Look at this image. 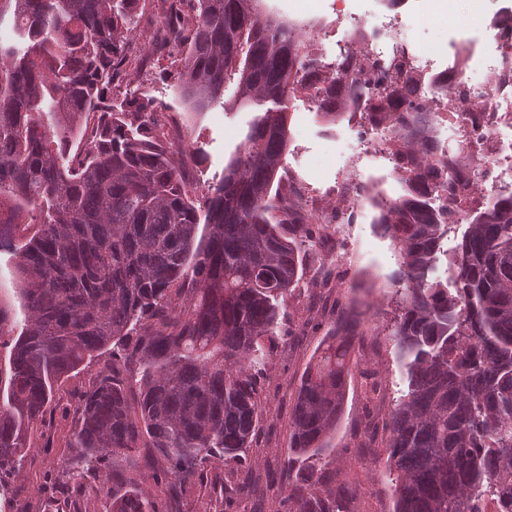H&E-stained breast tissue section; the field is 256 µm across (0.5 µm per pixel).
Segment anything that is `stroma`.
<instances>
[{
  "label": "stroma",
  "mask_w": 512,
  "mask_h": 512,
  "mask_svg": "<svg viewBox=\"0 0 512 512\" xmlns=\"http://www.w3.org/2000/svg\"><path fill=\"white\" fill-rule=\"evenodd\" d=\"M333 3L334 0H262L261 9L276 10L286 23L303 15L311 50L319 55L343 37L348 28L347 22L337 19ZM141 6L140 22L129 42V63L116 76L114 93L120 98L156 100L162 123L182 118L183 143L198 157L189 166L188 180L194 201L200 206L210 186L223 178L227 164L249 132L255 112L220 103L201 113L186 111L175 89L181 52L151 41L168 4L166 0H141ZM492 8L493 0H419L402 17L403 35L426 56L441 62L448 55L449 32L479 30ZM288 116V147L279 170L282 194L295 197L300 191L296 188L298 180H305L306 186L301 190L309 199L305 215L319 221L325 214L343 212L354 228V238L339 243L332 252L331 271L340 277L337 287L315 293L302 283L288 299L279 345L263 382L259 436L248 451V470L265 477L287 466L290 407L313 352L332 324L331 312L340 306L357 316L365 339L358 348L344 411L323 461L354 486L355 512H393V489L384 452L387 436L384 431H377V455L363 454L360 445L365 440L369 416L384 418L393 399L405 387L404 370L395 358L389 336L400 274L398 254L392 240L374 224L377 210L371 202L344 198L328 189L337 159L351 154L357 145L361 121L340 117L336 122H325L317 112L310 89L290 98ZM94 373V368L89 367L61 384L57 408L36 428L15 479L25 492L15 503L0 502V512H55L63 503L68 504L70 512H102L112 490L111 480L97 483L76 498L54 484L56 474L72 454L67 443L76 421L68 410L69 401ZM243 473L229 471L223 461L210 460L203 482L186 485L176 494L156 493L158 512H200L201 501L219 499L222 486L235 483Z\"/></svg>",
  "instance_id": "35a3bbf8"
}]
</instances>
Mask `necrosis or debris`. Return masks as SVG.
<instances>
[{"label":"necrosis or debris","instance_id":"1","mask_svg":"<svg viewBox=\"0 0 512 512\" xmlns=\"http://www.w3.org/2000/svg\"><path fill=\"white\" fill-rule=\"evenodd\" d=\"M336 2L366 55L379 66L396 63L404 72L419 77V96L440 101L447 86L457 87L459 97L449 113H436L427 130L437 161L452 163L460 176L453 207L455 221H463L467 214L473 183H485L493 193L512 191V8H501L492 16L484 38L453 40L446 64L439 65L423 59L402 39L401 15L387 0H378L368 16L347 10L348 0ZM483 62L495 74L493 84H470L469 72ZM392 137L385 125H367L358 151L336 171L337 193L353 194L358 184L357 163L367 155L386 159V144Z\"/></svg>","mask_w":512,"mask_h":512}]
</instances>
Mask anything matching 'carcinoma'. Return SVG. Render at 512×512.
Returning a JSON list of instances; mask_svg holds the SVG:
<instances>
[{"label": "carcinoma", "mask_w": 512, "mask_h": 512, "mask_svg": "<svg viewBox=\"0 0 512 512\" xmlns=\"http://www.w3.org/2000/svg\"><path fill=\"white\" fill-rule=\"evenodd\" d=\"M194 21L170 4L165 29L186 47L176 91L194 112L224 98L264 106L200 213L184 171L197 157L157 130L151 98H115V74L140 0H0L26 48L0 42V250L16 259L24 324L0 306L15 337L0 401V497L19 494L30 435L51 414L60 382L108 355L71 405L77 426L66 483L124 463L125 487L104 512H157L139 487L140 449L165 467L142 481L176 489L219 457L242 467L260 423V395L282 309L303 276L302 249L322 242L272 192L288 145V106L324 87L320 114L348 101L347 68L328 73L259 0H192ZM365 82L364 118L393 129L389 150L405 194L379 205L377 224L400 260L389 336L403 363L385 421L394 512H512V192L474 209L453 254L424 131L431 112L396 72L352 61ZM207 232L198 234L199 224ZM449 258L448 276L438 274ZM357 320L341 312L303 372L290 414L293 465L281 471L289 512H354L355 494L321 458L342 416ZM248 498L259 481L233 488Z\"/></svg>", "instance_id": "carcinoma-1"}]
</instances>
